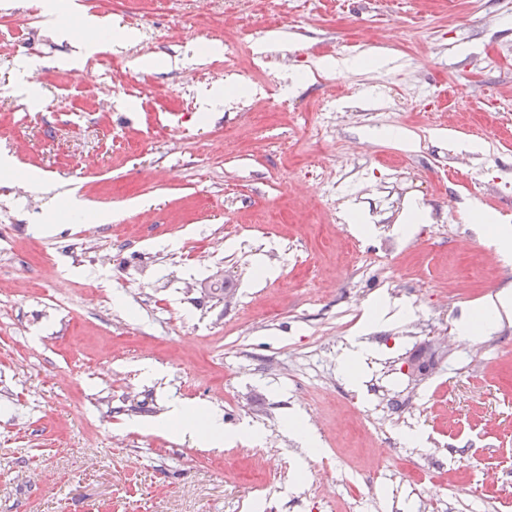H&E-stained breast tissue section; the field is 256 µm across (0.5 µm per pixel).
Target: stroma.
<instances>
[{
  "mask_svg": "<svg viewBox=\"0 0 512 512\" xmlns=\"http://www.w3.org/2000/svg\"><path fill=\"white\" fill-rule=\"evenodd\" d=\"M78 2L134 36L68 68L40 0H0V155L19 171L0 182V512H512V320L458 331L512 286L468 214L512 221V6ZM371 52L389 64L314 66ZM229 55L269 73L257 98L232 96ZM324 105L340 119L316 139L294 116ZM487 132L498 149H463ZM30 172L113 221L48 215ZM412 204L427 219L406 237ZM174 399L260 436L139 430Z\"/></svg>",
  "mask_w": 512,
  "mask_h": 512,
  "instance_id": "1",
  "label": "stroma"
}]
</instances>
